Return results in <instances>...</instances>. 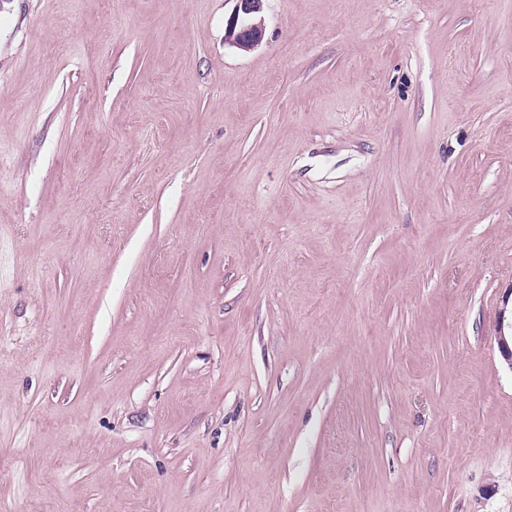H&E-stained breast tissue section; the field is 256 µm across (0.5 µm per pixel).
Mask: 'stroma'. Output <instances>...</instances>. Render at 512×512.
I'll return each instance as SVG.
<instances>
[{"label":"stroma","instance_id":"obj_1","mask_svg":"<svg viewBox=\"0 0 512 512\" xmlns=\"http://www.w3.org/2000/svg\"><path fill=\"white\" fill-rule=\"evenodd\" d=\"M0 0V512H512V0ZM236 8L227 22L225 40L237 47L251 49L258 45L262 29L256 24H248L245 17L258 13L263 0H235Z\"/></svg>","mask_w":512,"mask_h":512}]
</instances>
